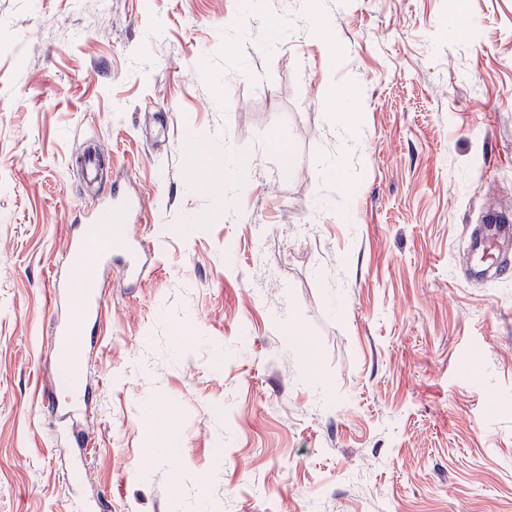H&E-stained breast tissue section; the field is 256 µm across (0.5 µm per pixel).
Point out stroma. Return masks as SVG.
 <instances>
[{
    "label": "stroma",
    "mask_w": 512,
    "mask_h": 512,
    "mask_svg": "<svg viewBox=\"0 0 512 512\" xmlns=\"http://www.w3.org/2000/svg\"><path fill=\"white\" fill-rule=\"evenodd\" d=\"M320 11L0 0V512H512V279L465 276L512 210V0ZM90 144L157 256L103 277L76 460L45 398Z\"/></svg>",
    "instance_id": "35a3bbf8"
}]
</instances>
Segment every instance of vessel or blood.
I'll return each mask as SVG.
<instances>
[{
	"mask_svg": "<svg viewBox=\"0 0 512 512\" xmlns=\"http://www.w3.org/2000/svg\"><path fill=\"white\" fill-rule=\"evenodd\" d=\"M143 208L140 196L113 188L110 198L88 214L85 225L76 229L67 241L62 270L53 280L54 302L64 309L55 323V349L70 381L66 399L51 401L49 405L60 422L51 436L55 447L85 445L82 433L69 424L70 419L87 412L82 378L91 346L84 333L87 326L98 323L106 304L101 290L103 268L114 264L121 278L133 286L140 281L150 261L143 240L130 230ZM112 219L120 222L121 232L108 238L103 234V226ZM511 231L506 215L492 212L474 236L472 252L476 266L479 273L489 274L491 281L512 278V264L498 258L499 241Z\"/></svg>",
	"mask_w": 512,
	"mask_h": 512,
	"instance_id": "b4317fda",
	"label": "vessel or blood"
}]
</instances>
